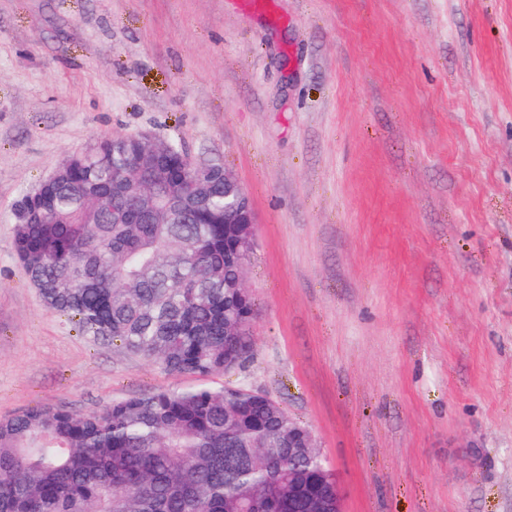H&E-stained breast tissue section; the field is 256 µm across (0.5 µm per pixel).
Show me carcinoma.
<instances>
[{
  "label": "carcinoma",
  "mask_w": 512,
  "mask_h": 512,
  "mask_svg": "<svg viewBox=\"0 0 512 512\" xmlns=\"http://www.w3.org/2000/svg\"><path fill=\"white\" fill-rule=\"evenodd\" d=\"M39 224L14 223L13 248L43 305L96 342L121 343L172 374L238 369L249 327L226 257L224 185L203 214L141 216L112 195V170L75 153ZM194 177L196 162L169 153ZM135 223H112V207ZM327 467L288 454V411L247 389L199 384L116 399L100 411L34 406L0 418V512H308L288 491Z\"/></svg>",
  "instance_id": "cac0c4a2"
}]
</instances>
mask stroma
Here are the masks:
<instances>
[{
    "label": "stroma",
    "instance_id": "obj_1",
    "mask_svg": "<svg viewBox=\"0 0 512 512\" xmlns=\"http://www.w3.org/2000/svg\"><path fill=\"white\" fill-rule=\"evenodd\" d=\"M141 131L249 194L241 369L345 512H512V0H0V417L198 385L82 336L12 246L69 155Z\"/></svg>",
    "mask_w": 512,
    "mask_h": 512
}]
</instances>
